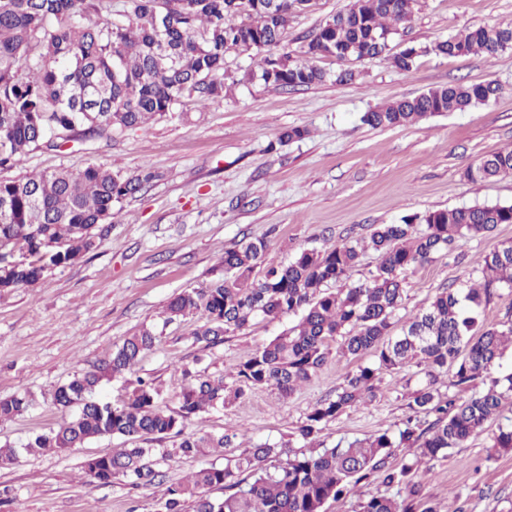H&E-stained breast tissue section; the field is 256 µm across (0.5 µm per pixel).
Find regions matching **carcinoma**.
Segmentation results:
<instances>
[{
  "instance_id": "obj_1",
  "label": "carcinoma",
  "mask_w": 512,
  "mask_h": 512,
  "mask_svg": "<svg viewBox=\"0 0 512 512\" xmlns=\"http://www.w3.org/2000/svg\"><path fill=\"white\" fill-rule=\"evenodd\" d=\"M104 0H0V169L12 168L26 152L55 148L78 135L110 138L153 116L174 114L187 100L224 97V54L253 52L258 69L246 80L296 89L322 83L327 74L315 65L321 57L359 62L388 53L391 36L410 18L416 0H355L346 13L320 23L305 39L301 63L293 59L284 32L293 16L312 0H127L125 22L93 21ZM512 39V26L482 25L430 47L409 46L391 57L407 72L423 53L493 56ZM493 81L457 82L413 97L395 99L367 112L372 127L407 126L445 113L462 112L496 98ZM512 175V149L485 155L469 164L470 181ZM156 178L143 168L122 176L96 163L77 173L41 172L0 179V293L36 285L52 269L72 264L97 248L95 229L114 217V206ZM500 224H512V204H476L428 211L400 224H382L369 237L322 250H304L288 263L255 271L263 263L267 241L256 239L224 250V278L208 288L184 290L167 306L165 322L193 318L189 332L205 347L224 341L251 323L294 315L298 320L267 345L241 360L232 374L193 376L165 404L154 381L133 376L142 356L158 339L143 326L115 346L101 365L77 374L54 392L55 405L75 410L69 421L31 438L28 453L79 448L101 438L156 440L181 437L174 453L184 457L224 455V465L202 468L165 489L163 512H323L330 499L370 477L404 487L398 500L372 495L360 512H437L415 500L411 482L423 463L461 448L495 420L491 449L512 451V417L504 415L512 398V373L496 374L499 360L512 347V320L485 325L484 308L496 291L512 289V244L490 253L479 282L442 289L400 333L393 330L403 305L405 274L452 252L460 240L482 236ZM377 255L375 269L357 282L352 270L363 254ZM340 288L333 289L334 285ZM357 361L333 397L310 408L294 437L298 449L276 443L256 444L242 456H228L235 433L183 434L185 423L217 410L246 392L270 388L287 397L311 382L327 364L332 344ZM425 366L426 380L413 391L409 408L432 413L425 428L409 417L396 432L327 446L326 425L348 409L375 397L381 375L411 363ZM463 390L483 389L465 399L442 396L439 378ZM106 377L128 385L119 403L96 397ZM36 404L25 392L0 399V420L21 415ZM399 448L414 450L400 469L389 466ZM156 449L115 448L85 462L91 484H108L119 474L139 484L152 480ZM226 490L213 499L208 490Z\"/></svg>"
}]
</instances>
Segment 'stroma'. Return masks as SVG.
<instances>
[{
  "label": "stroma",
  "instance_id": "1",
  "mask_svg": "<svg viewBox=\"0 0 512 512\" xmlns=\"http://www.w3.org/2000/svg\"><path fill=\"white\" fill-rule=\"evenodd\" d=\"M354 0H313L295 16L285 41L296 61L302 46L329 15ZM512 23V0H418L405 29L393 35L392 52L426 47L469 27ZM250 55L226 54L227 75L237 78L223 99L186 102L183 117H154L113 134L110 141L68 142L22 156L0 179L28 173L79 172L100 163L131 176L143 167L152 183L121 204L112 222L99 225L97 248L75 263L48 271L30 289L0 294V398L33 393L37 406L0 421V444L19 448L17 463L0 467V512H161L167 484L183 480L210 458L156 459L161 481L130 485L122 476L89 484L83 464L111 452L118 440L101 438L82 448L24 453L34 435L69 417L52 402L56 388L104 362L113 348L142 326L158 333L155 347L136 367L174 403L184 369L203 364L209 374H231L241 358L290 325L291 317L256 321L202 349L189 335L190 320L166 322L169 301L182 290L222 278L225 249L265 239L266 265L287 262L305 249L327 248L345 237L369 235L377 224L475 204H511L512 176L472 182L466 167L512 146V48L492 57L420 56L411 71L383 57L355 63V81L337 83L343 62L318 60L325 82L283 90L242 83ZM461 80H492L501 87L488 104L397 128H374L362 117L382 104ZM302 139L278 144L286 129ZM512 240V224L463 240L458 253L439 254L407 274L399 319L427 308L451 284L478 277L487 254ZM356 364L331 354L327 365L290 398L259 388L223 411L188 421V434L244 428L251 442L287 444L318 400L335 395ZM423 375L406 367L385 373L373 401L327 424L326 444L397 431L410 416L409 395ZM481 434L413 476L423 502L438 512H512V451L488 454Z\"/></svg>",
  "mask_w": 512,
  "mask_h": 512
}]
</instances>
